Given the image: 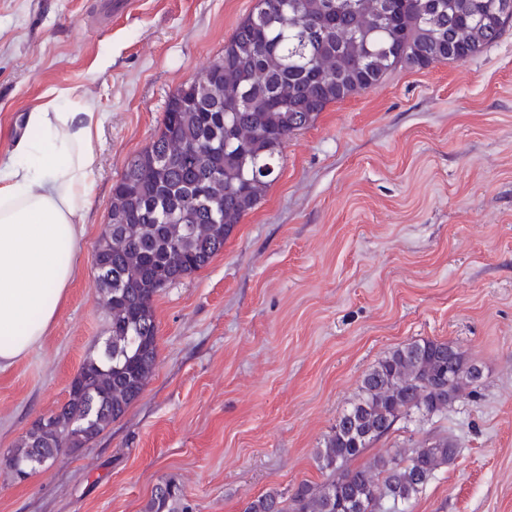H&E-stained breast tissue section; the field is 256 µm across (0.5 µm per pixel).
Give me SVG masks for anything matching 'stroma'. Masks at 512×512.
<instances>
[{
  "mask_svg": "<svg viewBox=\"0 0 512 512\" xmlns=\"http://www.w3.org/2000/svg\"><path fill=\"white\" fill-rule=\"evenodd\" d=\"M254 4L135 0L115 17L108 0H0V154L46 100L102 114L74 281L42 344L0 371V455L104 347L94 254L112 186ZM153 308L141 396L50 470H0V512H142L166 478L195 512H242L322 482L315 451L364 373L420 339L452 343L482 384L431 421H398L366 458L448 437L456 457L404 512H512V29L328 105L223 250Z\"/></svg>",
  "mask_w": 512,
  "mask_h": 512,
  "instance_id": "1",
  "label": "stroma"
}]
</instances>
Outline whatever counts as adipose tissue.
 <instances>
[{
    "label": "adipose tissue",
    "instance_id": "obj_1",
    "mask_svg": "<svg viewBox=\"0 0 512 512\" xmlns=\"http://www.w3.org/2000/svg\"><path fill=\"white\" fill-rule=\"evenodd\" d=\"M99 124L86 100L73 98L64 111L47 100L0 158V370L43 342L68 293Z\"/></svg>",
    "mask_w": 512,
    "mask_h": 512
}]
</instances>
